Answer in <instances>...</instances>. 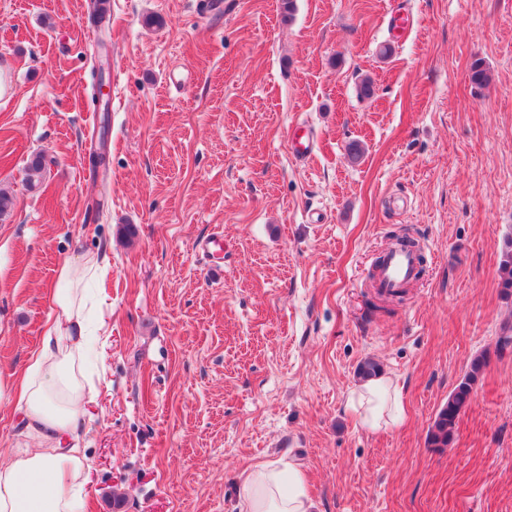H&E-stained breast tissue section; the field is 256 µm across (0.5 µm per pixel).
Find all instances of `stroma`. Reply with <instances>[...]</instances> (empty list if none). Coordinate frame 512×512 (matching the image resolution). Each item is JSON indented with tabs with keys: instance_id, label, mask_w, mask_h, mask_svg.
I'll return each instance as SVG.
<instances>
[{
	"instance_id": "1",
	"label": "stroma",
	"mask_w": 512,
	"mask_h": 512,
	"mask_svg": "<svg viewBox=\"0 0 512 512\" xmlns=\"http://www.w3.org/2000/svg\"><path fill=\"white\" fill-rule=\"evenodd\" d=\"M223 2L110 0L98 23L92 0H0V375L39 342L59 265L100 251L87 512L116 492L121 512H239L246 473L282 455L316 512H512V351H495L512 326V0ZM403 232L423 271L383 302L367 268ZM215 233L220 264L198 248ZM481 354L454 441L429 447ZM369 358L406 408L378 433L345 406Z\"/></svg>"
}]
</instances>
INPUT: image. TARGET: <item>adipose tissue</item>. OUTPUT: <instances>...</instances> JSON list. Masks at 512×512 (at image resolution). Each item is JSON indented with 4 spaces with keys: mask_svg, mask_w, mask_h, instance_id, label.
<instances>
[{
    "mask_svg": "<svg viewBox=\"0 0 512 512\" xmlns=\"http://www.w3.org/2000/svg\"><path fill=\"white\" fill-rule=\"evenodd\" d=\"M108 271L104 255L62 262L52 290L53 315L31 351L21 381L0 379V401L22 421L26 439L0 464V512H85L89 468L80 418L91 391L85 364L100 343L87 318L86 284ZM346 407L377 432L401 424V386L385 375L357 383ZM240 512H314L304 469L290 457L256 464L237 488Z\"/></svg>",
    "mask_w": 512,
    "mask_h": 512,
    "instance_id": "obj_1",
    "label": "adipose tissue"
}]
</instances>
